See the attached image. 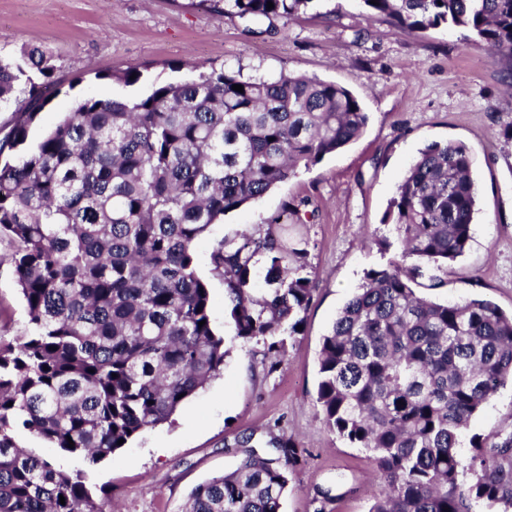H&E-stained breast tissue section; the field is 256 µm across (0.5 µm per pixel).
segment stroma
Listing matches in <instances>:
<instances>
[{
  "instance_id": "35a3bbf8",
  "label": "stroma",
  "mask_w": 512,
  "mask_h": 512,
  "mask_svg": "<svg viewBox=\"0 0 512 512\" xmlns=\"http://www.w3.org/2000/svg\"><path fill=\"white\" fill-rule=\"evenodd\" d=\"M34 47L51 57L60 84L30 130L34 141L74 98L130 95L111 78L128 68L158 84L199 68L304 74L352 91L369 120L355 142L227 213L198 241L199 273L229 351L221 377L171 421L95 465L29 437L25 445L66 471H85L105 512H183L196 485L237 466V440L251 437L262 453L283 437L303 448L304 463L282 512H369L372 461L326 427L316 402L322 338L367 272L395 259V250L380 245L395 237L382 217L410 164L432 142L468 148L479 194L469 248L442 271V287L420 293L438 302L480 297L512 313V139L503 136L512 128V58L488 54L462 28L410 31L372 15L361 0H311L271 28L190 0H0V57L17 59ZM290 199L309 202L306 222L294 233L306 243L314 295L301 330L286 339L283 364L270 372L262 345L236 337L209 256L217 242L263 228ZM24 321L13 271L2 267L0 333L13 336ZM505 428L512 429L511 383L475 415L469 432ZM327 486L336 498L325 504L318 491Z\"/></svg>"
}]
</instances>
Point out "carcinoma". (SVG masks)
Segmentation results:
<instances>
[{
  "mask_svg": "<svg viewBox=\"0 0 512 512\" xmlns=\"http://www.w3.org/2000/svg\"><path fill=\"white\" fill-rule=\"evenodd\" d=\"M226 1L240 18L269 22L310 2L199 5L222 13ZM363 2L412 30L462 27L512 58V0ZM55 87L44 53L0 59V105L14 114L0 139V266L12 267L27 313L15 337L0 336V512H103L83 471L61 469L19 437L94 465L220 376L227 351L197 271L198 240L359 138L369 120L334 82L213 69L144 94L77 99L31 144ZM471 167L462 143L421 150L382 220L396 232L397 258L366 274L323 336L316 400L328 428L371 454L370 512H512V431L462 449L473 416L512 380V316L414 288L424 277L440 287L432 271L469 248ZM308 205L287 200L266 224H302ZM258 256L263 294L253 288ZM306 258L303 240L269 229L210 253L236 336L263 343L270 372L313 298ZM251 442L237 441L245 457L197 485L185 512H281L303 449L278 439L260 454Z\"/></svg>",
  "mask_w": 512,
  "mask_h": 512,
  "instance_id": "obj_1",
  "label": "carcinoma"
}]
</instances>
